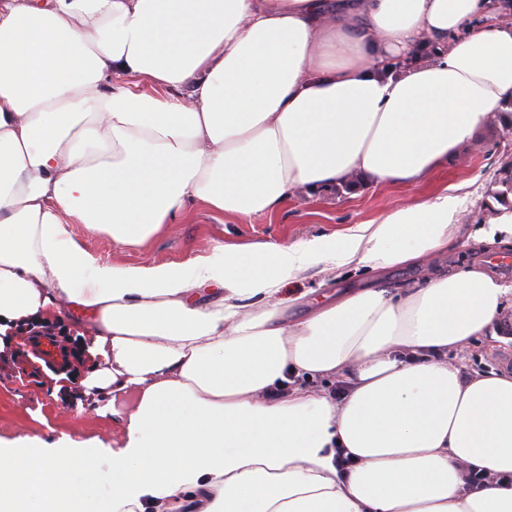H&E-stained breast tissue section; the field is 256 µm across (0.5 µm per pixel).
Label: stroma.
Listing matches in <instances>:
<instances>
[{"instance_id": "1", "label": "stroma", "mask_w": 512, "mask_h": 512, "mask_svg": "<svg viewBox=\"0 0 512 512\" xmlns=\"http://www.w3.org/2000/svg\"><path fill=\"white\" fill-rule=\"evenodd\" d=\"M511 155L512 129L492 127L461 148L446 171L414 187L376 185L354 194L330 190L313 199H290L271 215L224 216L198 206L188 222L169 225L163 234L137 249L121 247L105 234H87L81 224H72L71 230L87 250L106 260L133 266L186 264L219 243L287 245L301 237L330 234L379 219L393 209L466 181L471 187L461 221L479 227L486 222L482 204L488 199L487 190L500 179V169ZM463 266L488 269L512 287V242L487 246L464 241L449 250L447 258L430 267L397 266L378 274L364 268L334 274L313 269L299 283L304 297L289 308L288 316L303 317L318 303L370 287L378 279L393 288H407L430 272L450 273ZM499 351L498 341L486 336L450 352L449 358L466 372L487 373L496 370ZM65 435L77 442L96 439L111 448L120 441L121 429L112 416L99 415L91 407L77 408L72 397L54 393L51 377L29 358H12L7 364H0V439H29L49 447Z\"/></svg>"}]
</instances>
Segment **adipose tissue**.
Instances as JSON below:
<instances>
[{"label":"adipose tissue","mask_w":512,"mask_h":512,"mask_svg":"<svg viewBox=\"0 0 512 512\" xmlns=\"http://www.w3.org/2000/svg\"><path fill=\"white\" fill-rule=\"evenodd\" d=\"M509 102L502 0H0V350L69 307L83 401L137 395L120 447L0 441V512H512V484L461 478L512 475V376L448 360L512 289L467 267L285 315L311 268L422 264L512 237V210L472 230L444 191L190 266L105 260L69 226L137 248L197 203L420 185ZM332 379L343 397L309 387Z\"/></svg>","instance_id":"ef3b65f1"}]
</instances>
